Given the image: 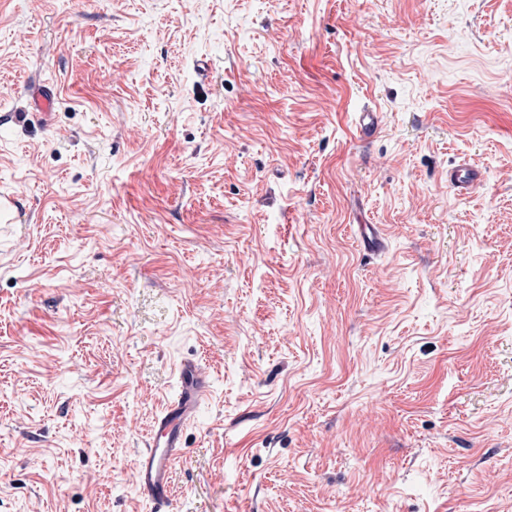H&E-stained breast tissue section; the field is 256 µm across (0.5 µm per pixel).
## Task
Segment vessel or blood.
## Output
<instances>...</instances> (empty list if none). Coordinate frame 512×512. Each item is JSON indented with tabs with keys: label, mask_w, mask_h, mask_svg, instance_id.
Masks as SVG:
<instances>
[{
	"label": "vessel or blood",
	"mask_w": 512,
	"mask_h": 512,
	"mask_svg": "<svg viewBox=\"0 0 512 512\" xmlns=\"http://www.w3.org/2000/svg\"><path fill=\"white\" fill-rule=\"evenodd\" d=\"M381 127L378 109L366 106L354 115V128L359 140H367ZM447 183L453 194L466 199L478 193L484 173L476 165L462 162L448 170ZM179 387L176 395L156 416L145 448L137 455L132 480L149 501L154 512H170L173 505L172 472L184 448V434L194 424L209 388V373L197 361L187 360L178 366Z\"/></svg>",
	"instance_id": "1"
}]
</instances>
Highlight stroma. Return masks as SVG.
Masks as SVG:
<instances>
[{
    "label": "stroma",
    "mask_w": 512,
    "mask_h": 512,
    "mask_svg": "<svg viewBox=\"0 0 512 512\" xmlns=\"http://www.w3.org/2000/svg\"><path fill=\"white\" fill-rule=\"evenodd\" d=\"M1 199L0 512H151L188 359L174 512H512V0H0ZM354 128L359 140L369 139L381 128V112L364 105L360 112L354 114ZM484 173L470 162H461L448 168V188L459 199H466L478 193L484 183ZM177 371L178 392L154 418L132 471L136 488L155 512H168L173 505L172 472L183 453L185 431L196 421L209 388V372L202 363L183 361Z\"/></svg>",
    "instance_id": "obj_1"
}]
</instances>
